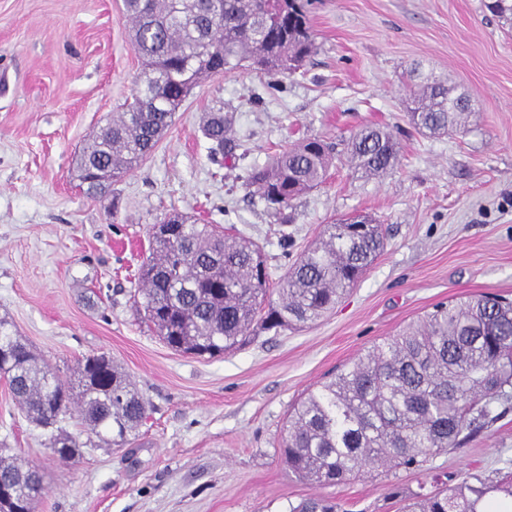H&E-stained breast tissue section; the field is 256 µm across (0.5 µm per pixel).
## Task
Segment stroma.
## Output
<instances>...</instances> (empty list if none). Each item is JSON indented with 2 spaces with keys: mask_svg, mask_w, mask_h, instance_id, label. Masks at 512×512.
Segmentation results:
<instances>
[{
  "mask_svg": "<svg viewBox=\"0 0 512 512\" xmlns=\"http://www.w3.org/2000/svg\"><path fill=\"white\" fill-rule=\"evenodd\" d=\"M484 3L311 0L316 52L296 73L203 79L98 200L71 167L142 68L123 0H0V318L65 380L106 353L150 404L125 448L61 460L0 378V448L43 471L36 512H289L313 495L338 512H403L416 494L512 475V401L415 470L321 487L288 472L280 448L293 405L373 343L454 297L512 300V30ZM432 79L466 89L463 132L427 137L409 124L411 87ZM219 107L233 117V151L216 161L202 127ZM366 126L399 139L389 174L360 179L336 157L288 224L246 188L247 170L283 146H340ZM175 211L259 242L275 278L357 212L383 225L386 249L315 324L194 356L164 344L134 302L151 229Z\"/></svg>",
  "mask_w": 512,
  "mask_h": 512,
  "instance_id": "stroma-1",
  "label": "stroma"
}]
</instances>
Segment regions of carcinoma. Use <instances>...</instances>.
Wrapping results in <instances>:
<instances>
[{"label": "carcinoma", "instance_id": "obj_1", "mask_svg": "<svg viewBox=\"0 0 512 512\" xmlns=\"http://www.w3.org/2000/svg\"><path fill=\"white\" fill-rule=\"evenodd\" d=\"M305 0H124L131 39L142 59L132 102L88 143L74 165L85 193L97 197L100 179L132 170L172 125L189 91L202 79L248 63L251 70L286 75L315 50ZM487 8L512 23V0ZM411 124L429 134L462 125L467 104L432 81L414 88ZM230 115L219 108L203 125L212 149L227 144ZM395 134L365 128L347 144L346 162L363 175L393 169ZM334 146L318 138L290 145L245 177L280 223L292 202L322 184ZM164 223L174 238L152 235L141 269L142 306L171 349L214 356L236 349L250 329L315 322L332 311L384 248L375 219L356 229L327 225L283 277L274 281L261 247L218 224L174 213ZM0 364L26 417L44 428L72 415L81 443L66 431L50 436L53 453L68 460L100 439L122 447L147 417L148 402L106 355L78 363L77 384L60 378L17 331L0 321ZM512 398V302L475 294L440 302L419 321L373 344L294 406L282 438V459L296 478L333 485L367 467L414 469L421 457L459 444L466 430L492 422L494 404ZM46 491L34 467L0 454V512H35ZM512 498V484L463 480L446 491L419 494L405 512H479L493 493ZM290 512H336V503L310 497Z\"/></svg>", "mask_w": 512, "mask_h": 512}]
</instances>
